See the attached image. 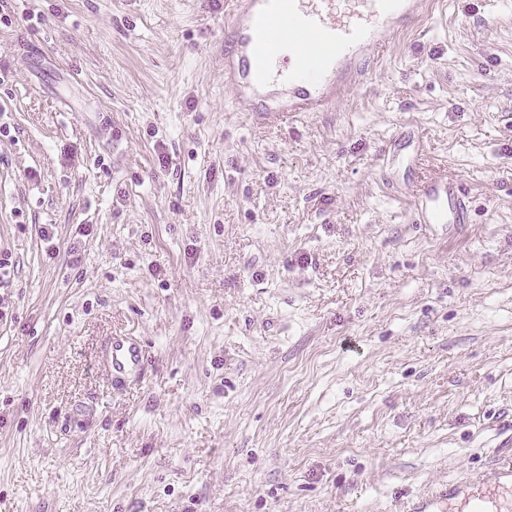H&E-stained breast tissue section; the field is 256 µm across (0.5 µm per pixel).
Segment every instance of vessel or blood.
I'll return each instance as SVG.
<instances>
[{
  "instance_id": "vessel-or-blood-1",
  "label": "vessel or blood",
  "mask_w": 512,
  "mask_h": 512,
  "mask_svg": "<svg viewBox=\"0 0 512 512\" xmlns=\"http://www.w3.org/2000/svg\"><path fill=\"white\" fill-rule=\"evenodd\" d=\"M426 0H225L224 83L237 111L280 122L298 112H324L357 88L364 64L415 25ZM409 196L421 224L471 221L462 185L426 177ZM146 354L132 338L105 345L104 367L123 387L145 369ZM405 512H512V454L489 474L437 486L407 499Z\"/></svg>"
}]
</instances>
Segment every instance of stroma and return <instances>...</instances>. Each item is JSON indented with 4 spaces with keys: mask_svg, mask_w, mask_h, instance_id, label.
I'll use <instances>...</instances> for the list:
<instances>
[{
    "mask_svg": "<svg viewBox=\"0 0 512 512\" xmlns=\"http://www.w3.org/2000/svg\"><path fill=\"white\" fill-rule=\"evenodd\" d=\"M487 11L430 0L364 86L272 122L224 84V0H0V512H394L505 455L512 9ZM429 174L467 187L462 233L415 223ZM115 334L148 355L122 390Z\"/></svg>",
    "mask_w": 512,
    "mask_h": 512,
    "instance_id": "stroma-1",
    "label": "stroma"
}]
</instances>
